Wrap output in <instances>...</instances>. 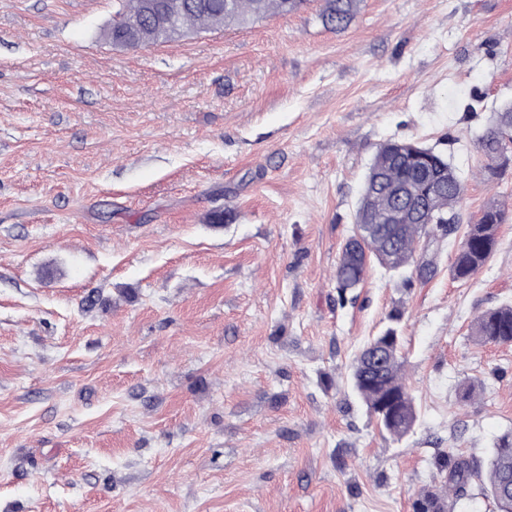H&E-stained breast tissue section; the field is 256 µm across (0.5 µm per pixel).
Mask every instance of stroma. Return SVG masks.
I'll return each mask as SVG.
<instances>
[{
    "label": "stroma",
    "mask_w": 512,
    "mask_h": 512,
    "mask_svg": "<svg viewBox=\"0 0 512 512\" xmlns=\"http://www.w3.org/2000/svg\"><path fill=\"white\" fill-rule=\"evenodd\" d=\"M325 0L141 49L114 0H0V512H413L439 453L512 429V220L470 280L336 266L376 148L512 210L475 140L512 101V0ZM397 325L414 431L351 389ZM480 395L461 398L466 382ZM357 0H328L327 9L322 16L325 24L336 30L346 29L353 21L357 11ZM472 334L481 342L512 344V304H503L478 316Z\"/></svg>",
    "instance_id": "1"
}]
</instances>
